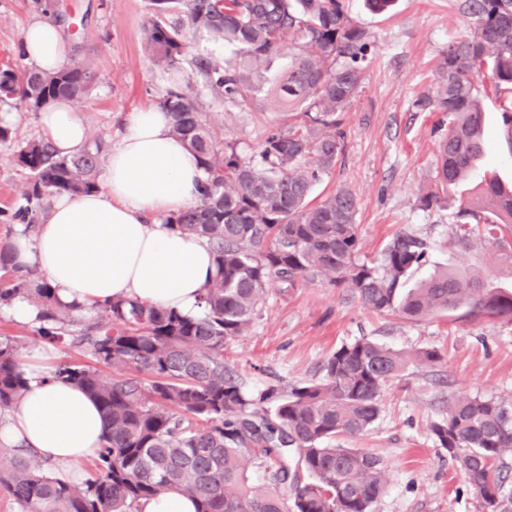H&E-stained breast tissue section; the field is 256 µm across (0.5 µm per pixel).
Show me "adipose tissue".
Returning a JSON list of instances; mask_svg holds the SVG:
<instances>
[{
    "label": "adipose tissue",
    "instance_id": "1",
    "mask_svg": "<svg viewBox=\"0 0 512 512\" xmlns=\"http://www.w3.org/2000/svg\"><path fill=\"white\" fill-rule=\"evenodd\" d=\"M20 44L24 61L40 71L61 68L70 51L63 27L50 19L27 24ZM40 122L60 155H73L87 142L88 129L69 100L44 108ZM203 178L197 157L173 136L166 112L153 106L126 113L102 189L55 196L34 232L16 230L12 263L40 274L60 302L79 308L125 299L199 316L214 272L212 249L166 219L196 202ZM23 370L26 390L0 414V446L37 455L55 475L77 474L103 443L97 403L35 359Z\"/></svg>",
    "mask_w": 512,
    "mask_h": 512
}]
</instances>
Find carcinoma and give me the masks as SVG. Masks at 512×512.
Masks as SVG:
<instances>
[{"label":"carcinoma","instance_id":"cac0c4a2","mask_svg":"<svg viewBox=\"0 0 512 512\" xmlns=\"http://www.w3.org/2000/svg\"><path fill=\"white\" fill-rule=\"evenodd\" d=\"M145 41L153 61L176 72L198 31L224 44L232 57H195L204 87L233 112L262 92L297 113L268 126L258 151L244 158L221 142L201 118L200 92L190 82L168 89L157 105L173 134L198 156L205 172L199 198L166 218L209 242L215 264L203 311L188 318L151 304L114 300L76 318L54 289L10 266L0 246V307L24 298L38 310L36 332L46 342L81 347L99 364L148 373L112 377L61 360L51 374L99 405L106 424L102 449L88 477H56L36 456L0 448V487L16 512H136L140 500L177 488L195 512H370L386 488L376 455L336 444L365 432L378 418L385 386L413 364L438 365L440 351L395 350L367 338L341 345L319 380L283 392L249 391L224 369V343L257 318L268 288L327 281L348 289L362 308L418 321L468 307V315L512 321V294L488 288L474 272L444 270L407 288L426 263V243L399 232L377 263L360 262L358 198L339 186L310 200L315 186L344 153L341 113L361 91L369 34L355 25L343 0H149ZM470 33L453 39L435 66L433 91L416 101L448 117L440 141L434 187L421 199L430 210L448 190L467 183L484 155L483 109L477 80L512 90V0H463ZM288 47V63L270 73L273 56ZM91 67L74 61L55 72L0 70V107L40 112L61 99L85 97ZM28 171L25 205L10 219L34 227L41 201L100 188L103 143L61 156L44 138L15 140L0 124V144ZM458 241L467 247L479 226L503 251L512 249V186L495 175L460 194ZM19 337L0 338V411L23 393ZM457 462L483 512H508L503 495L505 456L512 453V400L458 396L431 426ZM263 469L265 490L249 486L248 466Z\"/></svg>","mask_w":512,"mask_h":512}]
</instances>
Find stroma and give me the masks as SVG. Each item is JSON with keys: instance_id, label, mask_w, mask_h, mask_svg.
<instances>
[{"instance_id": "35a3bbf8", "label": "stroma", "mask_w": 512, "mask_h": 512, "mask_svg": "<svg viewBox=\"0 0 512 512\" xmlns=\"http://www.w3.org/2000/svg\"><path fill=\"white\" fill-rule=\"evenodd\" d=\"M0 0V69L21 67L19 36L42 16L61 23L71 43L69 59L89 64L97 79L75 104L90 138L112 146L123 113L154 104L165 88L193 80L190 69L168 74L151 60L144 31L148 0ZM352 20L371 37L362 89L350 110L341 113L345 151L333 172L313 191L321 198L345 185L359 199V258H378L398 232L426 240V264L412 279L437 269L481 271L490 287L512 291V256L490 240L459 247L454 239L455 210H424L419 198L436 175L438 144L448 132L441 114L418 111L415 101L433 84L434 65L448 42L465 35L469 20L462 0H391L382 11L367 0H345ZM478 89L484 109L488 151L480 167L503 182L512 181V146L502 135L503 93L489 80ZM203 119L220 139L237 143L242 156L255 153L269 124L283 121L282 108L262 99L243 112H227L208 100ZM14 148L0 144V212L23 203L29 180L12 158ZM21 336L28 350L43 349L45 367L67 358L83 364L90 358L72 346L46 348L31 323L0 310V337ZM366 337L401 350L436 348L445 360L438 366L414 365L386 386L377 420L365 434L341 439L384 465L386 490L373 512H482L462 473L438 447L430 428L454 396H512V321L467 316L465 309L409 322L364 310L344 288L317 283L269 289L259 317L242 336L224 345V368L259 390H290L320 379L328 357L341 345Z\"/></svg>"}]
</instances>
